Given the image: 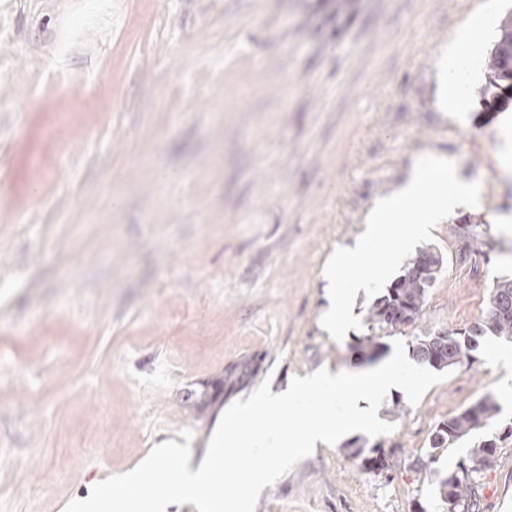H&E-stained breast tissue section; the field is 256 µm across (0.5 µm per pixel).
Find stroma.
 Segmentation results:
<instances>
[{"label": "stroma", "instance_id": "obj_1", "mask_svg": "<svg viewBox=\"0 0 512 512\" xmlns=\"http://www.w3.org/2000/svg\"><path fill=\"white\" fill-rule=\"evenodd\" d=\"M481 2L0 0V512L86 497L174 426L201 462L262 382L373 369L362 330L321 325L324 266L429 152L480 201L431 230L447 263L421 324L474 323L512 276V105L440 110L433 63ZM511 351L485 340L415 405L392 388L393 432L316 448L255 512H448L439 475L485 440L498 459L468 512H512V388L493 369ZM487 394L488 426L430 454L437 424Z\"/></svg>", "mask_w": 512, "mask_h": 512}]
</instances>
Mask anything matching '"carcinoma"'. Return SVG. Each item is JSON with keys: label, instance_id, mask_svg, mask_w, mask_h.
Segmentation results:
<instances>
[{"label": "carcinoma", "instance_id": "cac0c4a2", "mask_svg": "<svg viewBox=\"0 0 512 512\" xmlns=\"http://www.w3.org/2000/svg\"><path fill=\"white\" fill-rule=\"evenodd\" d=\"M512 76V12L502 19L499 33L488 50L485 85L473 91V96L483 101L490 93L502 97L503 86ZM445 264L443 253L434 247L421 249L404 266L402 273L385 292L368 307L365 316L367 333L357 340L356 351L368 359L381 355V335L387 336L404 327L418 328L426 306L428 293L437 281ZM502 288L512 289V278L499 277L490 290L487 307L480 317L467 328H432L421 330L411 342L409 354L413 361L436 370L446 369L470 358L480 341L494 337L512 342V299L504 301ZM448 361L440 367L438 361ZM500 406L489 394L482 396L469 407L441 422L430 441L434 451L471 435L486 426L499 412ZM497 447L486 440L470 450L468 463L445 475L439 481L441 498L449 496L462 505L471 498L470 475L492 466Z\"/></svg>", "mask_w": 512, "mask_h": 512}]
</instances>
